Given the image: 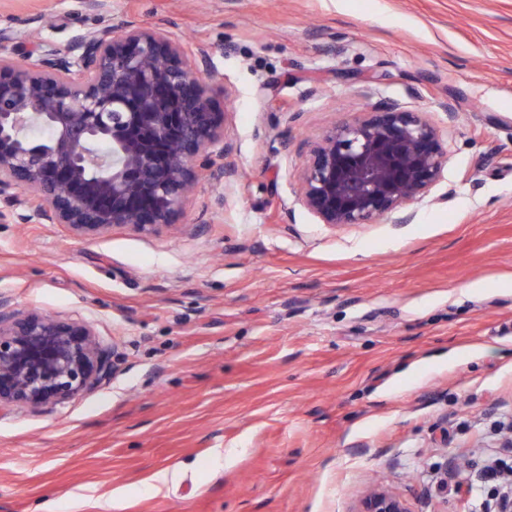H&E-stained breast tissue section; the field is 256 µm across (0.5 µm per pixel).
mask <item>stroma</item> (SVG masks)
I'll return each instance as SVG.
<instances>
[{"label": "stroma", "instance_id": "1", "mask_svg": "<svg viewBox=\"0 0 512 512\" xmlns=\"http://www.w3.org/2000/svg\"><path fill=\"white\" fill-rule=\"evenodd\" d=\"M127 19L219 49L244 177L151 237L0 223V294L119 353L83 395L0 413V512H351L374 484L472 512L455 483L512 460V0H111ZM101 20L0 0V29L61 48ZM389 99L440 127L443 180L413 223H318L305 140Z\"/></svg>", "mask_w": 512, "mask_h": 512}]
</instances>
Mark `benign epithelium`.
Wrapping results in <instances>:
<instances>
[{
    "mask_svg": "<svg viewBox=\"0 0 512 512\" xmlns=\"http://www.w3.org/2000/svg\"><path fill=\"white\" fill-rule=\"evenodd\" d=\"M0 31V220L63 224L80 238L116 227L151 236L174 222L201 175L222 159L217 203L241 179L225 114L212 107L211 53L189 49L172 26L133 20L78 31L62 52ZM448 150L422 112L388 100L330 125L309 143L300 203L331 227L388 219L409 224L408 206L444 176ZM88 325L16 313L0 296V411L75 398L116 370ZM352 512H409L375 487Z\"/></svg>",
    "mask_w": 512,
    "mask_h": 512,
    "instance_id": "obj_1",
    "label": "benign epithelium"
}]
</instances>
